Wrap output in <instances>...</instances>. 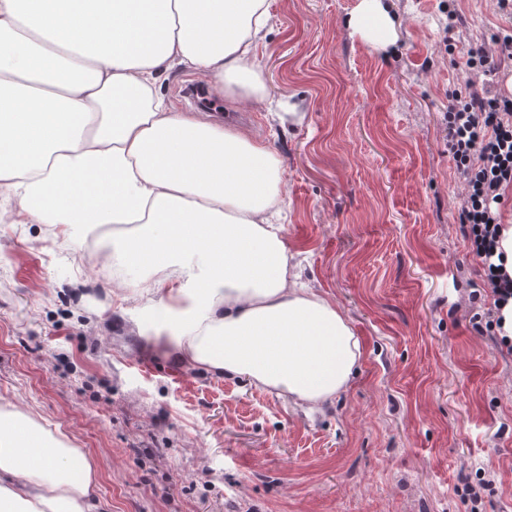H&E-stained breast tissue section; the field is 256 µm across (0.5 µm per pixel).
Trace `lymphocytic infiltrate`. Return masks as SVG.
<instances>
[{
    "label": "lymphocytic infiltrate",
    "instance_id": "lymphocytic-infiltrate-1",
    "mask_svg": "<svg viewBox=\"0 0 512 512\" xmlns=\"http://www.w3.org/2000/svg\"><path fill=\"white\" fill-rule=\"evenodd\" d=\"M446 119L448 150L466 190L460 220L482 271L474 295L491 298L484 319L495 332L503 323V307L512 300V275L494 261L504 229L500 205L506 189H512V99L472 84L466 94L452 95Z\"/></svg>",
    "mask_w": 512,
    "mask_h": 512
}]
</instances>
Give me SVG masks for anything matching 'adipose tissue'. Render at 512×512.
<instances>
[{"label": "adipose tissue", "mask_w": 512, "mask_h": 512, "mask_svg": "<svg viewBox=\"0 0 512 512\" xmlns=\"http://www.w3.org/2000/svg\"><path fill=\"white\" fill-rule=\"evenodd\" d=\"M267 23L266 0H0V194L33 223L134 239L138 267L174 283L153 318L183 327L172 345L184 363L319 411L363 351L336 305L296 281L269 218L279 159L157 93L184 65L263 101L250 59ZM352 25L392 41L383 0H362ZM103 508L82 449L0 409V512Z\"/></svg>", "instance_id": "obj_1"}]
</instances>
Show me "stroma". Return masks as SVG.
I'll return each instance as SVG.
<instances>
[{
	"mask_svg": "<svg viewBox=\"0 0 512 512\" xmlns=\"http://www.w3.org/2000/svg\"><path fill=\"white\" fill-rule=\"evenodd\" d=\"M360 3L267 0L255 65L279 114L194 102L189 69L160 87L279 157L296 271L364 353L332 405L184 365L147 298L100 282L73 231L0 223V407L94 459L104 512H470L455 487L480 470L495 486L482 512H512V353L475 326L444 120L452 93L485 80L470 50L494 49L512 16L497 0H389L382 48L350 25Z\"/></svg>",
	"mask_w": 512,
	"mask_h": 512,
	"instance_id": "stroma-1",
	"label": "stroma"
}]
</instances>
